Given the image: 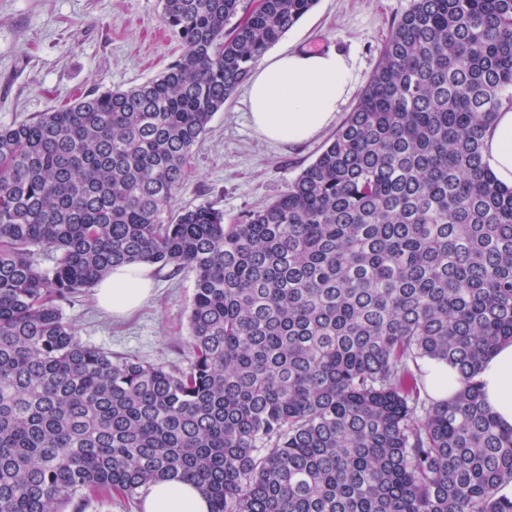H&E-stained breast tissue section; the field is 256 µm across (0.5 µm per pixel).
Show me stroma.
<instances>
[{
	"mask_svg": "<svg viewBox=\"0 0 512 512\" xmlns=\"http://www.w3.org/2000/svg\"><path fill=\"white\" fill-rule=\"evenodd\" d=\"M412 0H318L277 42L301 51L334 48L353 65L354 89L337 118L355 108L380 49ZM184 50L161 20L159 0H0V126L73 102L126 89L163 71ZM273 144L252 127L241 94L213 117L195 147L174 208L211 206L231 224L285 193L333 136ZM151 296L131 315L112 317L95 291L64 301L61 312L81 343L119 356L188 367V315L194 275L151 269Z\"/></svg>",
	"mask_w": 512,
	"mask_h": 512,
	"instance_id": "stroma-1",
	"label": "stroma"
}]
</instances>
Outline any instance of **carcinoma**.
<instances>
[{
	"label": "carcinoma",
	"mask_w": 512,
	"mask_h": 512,
	"mask_svg": "<svg viewBox=\"0 0 512 512\" xmlns=\"http://www.w3.org/2000/svg\"><path fill=\"white\" fill-rule=\"evenodd\" d=\"M317 0H160L157 77L0 127V512L189 480L210 512H512L475 377L512 342V0H413L355 109L236 224L173 210L193 149ZM55 254L50 269L33 248ZM194 273L188 370L83 345L60 303L118 266ZM451 365L450 399L422 362ZM485 160L499 182L512 187V110L498 112L484 135ZM425 381L433 398L446 400L459 389L457 372L447 363L429 361L423 365Z\"/></svg>",
	"instance_id": "1"
}]
</instances>
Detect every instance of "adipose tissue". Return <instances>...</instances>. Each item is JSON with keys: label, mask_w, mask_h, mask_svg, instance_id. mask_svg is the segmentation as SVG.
Listing matches in <instances>:
<instances>
[{"label": "adipose tissue", "mask_w": 512, "mask_h": 512, "mask_svg": "<svg viewBox=\"0 0 512 512\" xmlns=\"http://www.w3.org/2000/svg\"><path fill=\"white\" fill-rule=\"evenodd\" d=\"M352 92L349 60L342 52L281 51L251 73L244 92L256 132L274 143L298 144L316 137L336 119ZM485 160L499 182L512 187V110L498 112L484 135ZM150 293L146 271L121 267L98 286L100 304L126 314ZM498 421L512 427V343L487 358L476 377ZM143 512H210L209 500L188 482L149 486Z\"/></svg>", "instance_id": "1"}]
</instances>
